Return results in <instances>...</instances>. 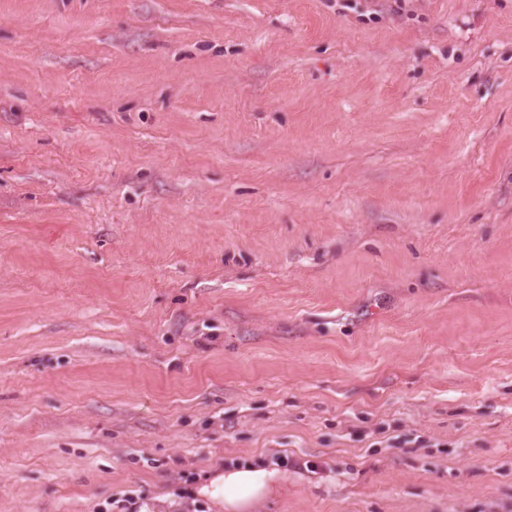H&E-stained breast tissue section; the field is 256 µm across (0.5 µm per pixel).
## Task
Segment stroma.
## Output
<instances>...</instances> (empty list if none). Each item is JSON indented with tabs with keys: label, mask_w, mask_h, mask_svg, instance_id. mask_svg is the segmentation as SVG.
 I'll return each mask as SVG.
<instances>
[{
	"label": "stroma",
	"mask_w": 512,
	"mask_h": 512,
	"mask_svg": "<svg viewBox=\"0 0 512 512\" xmlns=\"http://www.w3.org/2000/svg\"><path fill=\"white\" fill-rule=\"evenodd\" d=\"M246 462L512 512V0H0V512Z\"/></svg>",
	"instance_id": "35a3bbf8"
}]
</instances>
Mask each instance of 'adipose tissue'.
<instances>
[{
    "mask_svg": "<svg viewBox=\"0 0 512 512\" xmlns=\"http://www.w3.org/2000/svg\"><path fill=\"white\" fill-rule=\"evenodd\" d=\"M274 479V471L266 467L240 464L214 473L200 494L224 512H254L258 503L273 495Z\"/></svg>",
    "mask_w": 512,
    "mask_h": 512,
    "instance_id": "adipose-tissue-1",
    "label": "adipose tissue"
}]
</instances>
